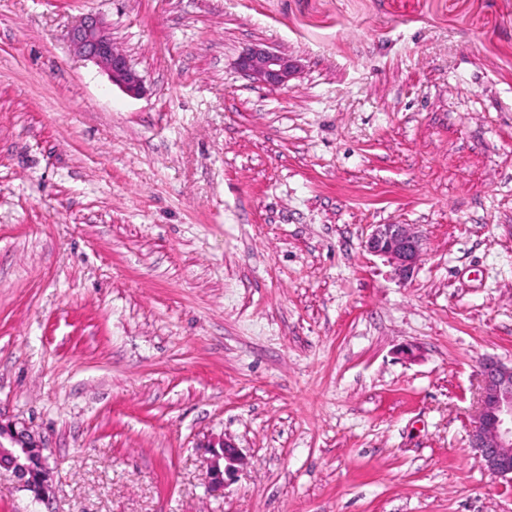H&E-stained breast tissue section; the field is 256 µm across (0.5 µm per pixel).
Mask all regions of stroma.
<instances>
[{"mask_svg": "<svg viewBox=\"0 0 512 512\" xmlns=\"http://www.w3.org/2000/svg\"><path fill=\"white\" fill-rule=\"evenodd\" d=\"M88 16L141 95L73 50ZM393 223L405 281L363 247ZM489 356L512 0H0V424L55 481L1 473L0 512H512L469 445ZM240 73L254 83L272 89L287 88L297 74L298 65L288 55L257 43L247 48L238 58ZM371 228L366 250L386 258L402 279L411 278L423 255L421 234L410 224H375ZM3 435L9 437L11 447L2 445ZM45 450L46 448L38 444L25 427L17 430L16 424L5 428L0 425V471L5 469L11 472L23 490L30 487L33 476L38 471V487L33 493L37 501L48 500L54 491L53 474L48 465V457L44 454ZM35 461H39V468H35ZM219 448V450H212L208 470L212 475L211 480L221 486L224 483V475L232 473L236 465L242 464V457L232 444L224 442ZM221 459L224 461L223 469L219 464Z\"/></svg>", "mask_w": 512, "mask_h": 512, "instance_id": "obj_1", "label": "stroma"}]
</instances>
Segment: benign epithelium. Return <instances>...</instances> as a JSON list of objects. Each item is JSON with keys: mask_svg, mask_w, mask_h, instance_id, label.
<instances>
[{"mask_svg": "<svg viewBox=\"0 0 512 512\" xmlns=\"http://www.w3.org/2000/svg\"><path fill=\"white\" fill-rule=\"evenodd\" d=\"M71 41L84 57L93 61L108 74L112 83L131 96L143 91V78L131 65L128 57L114 48L106 26L90 16L77 25ZM240 73L254 83L272 89L288 87L297 74L298 65L288 55L257 43L238 58ZM365 241L368 252L384 257L398 275L412 277L423 255L421 234L410 224H373ZM6 435L11 446L0 444V470L12 473L19 487L28 489L33 476H38L35 499L44 501L53 493V474L48 465L45 448L31 437L28 430L16 425H0V437ZM470 446L493 475L512 483V365L494 357H486L480 365V385L475 424L470 433ZM242 463L237 449L224 443L212 450L208 470L217 485L224 476Z\"/></svg>", "mask_w": 512, "mask_h": 512, "instance_id": "1", "label": "benign epithelium"}]
</instances>
